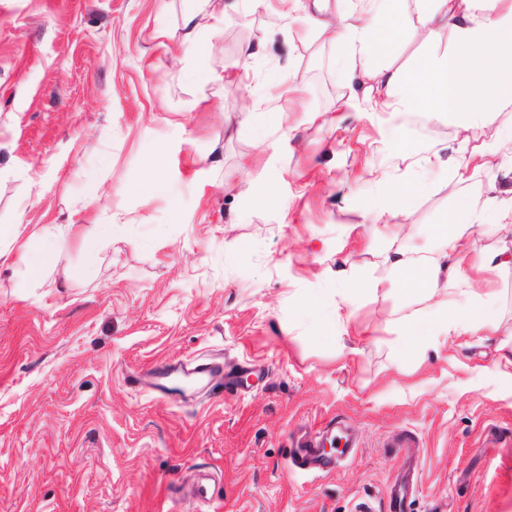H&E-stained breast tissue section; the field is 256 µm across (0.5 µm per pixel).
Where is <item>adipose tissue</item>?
<instances>
[{"mask_svg": "<svg viewBox=\"0 0 512 512\" xmlns=\"http://www.w3.org/2000/svg\"><path fill=\"white\" fill-rule=\"evenodd\" d=\"M367 9H318L310 21L315 32L341 45L339 67L349 80L367 77L386 90L379 105L392 117L391 144L408 161L415 156L401 131L400 119L415 114L428 122L449 115H476L490 125L512 112V0H367ZM406 43L421 52L406 69L392 58ZM512 224V197L479 205L476 197L460 196L436 236V250L396 251L392 260L398 282L408 293L424 294L442 310L441 318L405 317L406 335L447 336L495 331L499 324L491 296L466 291L462 299L448 296L452 281L463 275L476 226L505 228Z\"/></svg>", "mask_w": 512, "mask_h": 512, "instance_id": "1", "label": "adipose tissue"}]
</instances>
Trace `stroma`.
<instances>
[{
  "label": "stroma",
  "mask_w": 512,
  "mask_h": 512,
  "mask_svg": "<svg viewBox=\"0 0 512 512\" xmlns=\"http://www.w3.org/2000/svg\"><path fill=\"white\" fill-rule=\"evenodd\" d=\"M194 7L0 0V229L33 256L39 224L123 227L105 246L72 239L39 288L0 259V512H387L404 435L418 444L412 512H512V263L473 285L495 296L496 332L403 338L401 317L429 301L365 290L396 280L397 249L434 247L461 155L506 170L497 195L512 196V112L478 128L404 121L418 155L447 162L409 168L375 107L384 90L350 95L339 46L300 22L239 7L212 37L216 80L190 79ZM259 35L238 80L239 46ZM284 71L298 92L271 85ZM156 156L163 195L146 183ZM376 170L421 186L379 224ZM350 282L364 290L343 328ZM212 356L237 391L132 381ZM333 419L354 447L332 471L297 468L294 438ZM202 469L207 500L177 499Z\"/></svg>",
  "instance_id": "1"
}]
</instances>
